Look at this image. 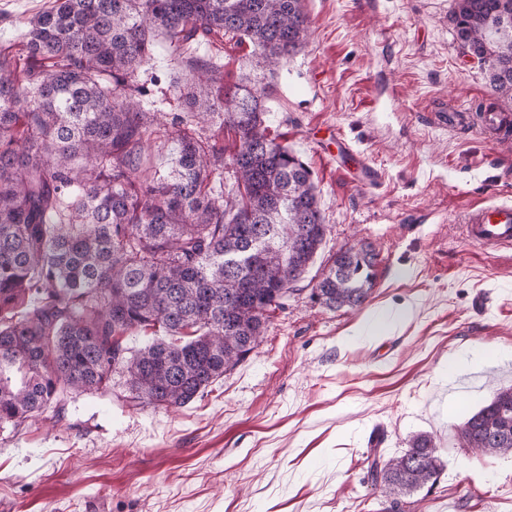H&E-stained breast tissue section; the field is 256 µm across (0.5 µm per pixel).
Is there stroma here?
<instances>
[{
    "label": "stroma",
    "instance_id": "1",
    "mask_svg": "<svg viewBox=\"0 0 512 512\" xmlns=\"http://www.w3.org/2000/svg\"><path fill=\"white\" fill-rule=\"evenodd\" d=\"M54 0H0V46L24 57L23 22ZM453 0H306L309 47L275 74L268 131L308 166L328 226L301 289L272 311L250 357L188 405L137 406L125 379L66 395L0 429V512H512V455L460 447L459 426L512 386V247L470 242V209L512 202V137L440 128L438 103L494 99L453 39ZM224 93L250 71L248 45L209 36ZM188 71L157 47L139 73L155 110L181 111ZM380 173L361 182L337 134ZM376 254L369 301L312 299L330 256ZM410 314H401V307ZM366 330L363 338L354 329ZM460 367L446 376L448 359ZM437 442L434 485L391 498L367 457Z\"/></svg>",
    "mask_w": 512,
    "mask_h": 512
}]
</instances>
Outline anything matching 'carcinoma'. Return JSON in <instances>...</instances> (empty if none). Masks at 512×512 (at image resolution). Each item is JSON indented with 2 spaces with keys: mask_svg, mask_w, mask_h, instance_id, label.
Instances as JSON below:
<instances>
[{
  "mask_svg": "<svg viewBox=\"0 0 512 512\" xmlns=\"http://www.w3.org/2000/svg\"><path fill=\"white\" fill-rule=\"evenodd\" d=\"M305 0H55L28 22L24 78L0 50V425L59 412L71 391L120 373L137 405L180 408L260 345L275 293L314 263L327 233L311 172L266 126L271 85L246 78L230 99L224 63L187 55L230 34L274 73L309 43ZM460 49L486 62L512 101V0H454ZM198 81L179 90L169 171L149 172L157 112L138 82L157 37ZM238 146L224 157L213 126ZM233 179L224 183V174ZM375 254L327 262L312 296L356 309L374 286ZM153 337L137 349L122 338ZM460 447L512 453V387L459 428ZM385 493L410 494L443 469L418 433L399 456H368Z\"/></svg>",
  "mask_w": 512,
  "mask_h": 512,
  "instance_id": "cac0c4a2",
  "label": "carcinoma"
}]
</instances>
